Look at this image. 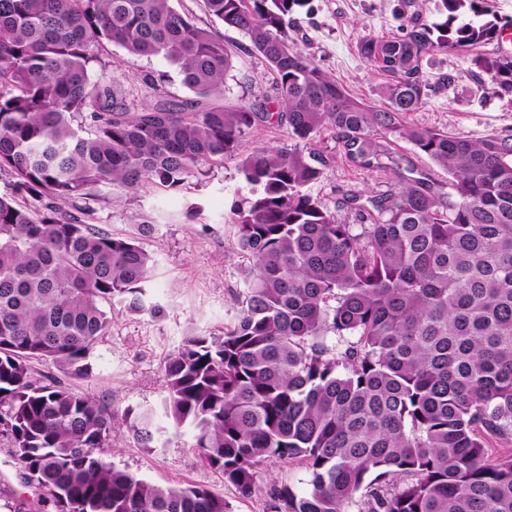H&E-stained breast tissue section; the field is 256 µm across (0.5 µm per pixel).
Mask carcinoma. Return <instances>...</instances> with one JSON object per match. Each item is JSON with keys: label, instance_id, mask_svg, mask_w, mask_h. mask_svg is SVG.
Returning a JSON list of instances; mask_svg holds the SVG:
<instances>
[{"label": "carcinoma", "instance_id": "1", "mask_svg": "<svg viewBox=\"0 0 512 512\" xmlns=\"http://www.w3.org/2000/svg\"><path fill=\"white\" fill-rule=\"evenodd\" d=\"M435 2L441 20L360 40L387 77L366 102L290 34L307 0H204L276 75L274 94L226 103L239 47L169 0H0V172L13 177L0 195V435L57 512H229L203 486L107 465L112 408L30 366L88 378L113 304L160 311L140 245L153 225L115 235L79 219V202L103 187L179 189L226 161L240 179L224 214L245 259L238 314L168 354L160 406L125 415L138 445L186 436L244 496L259 466L298 461L308 488L276 489L280 512H512V448L490 444L512 439V131L474 140L405 124L429 103L423 62L436 52L472 55L512 96V56L477 52L508 25L477 0ZM104 42L163 57L192 96L131 111L90 78ZM269 125L292 144L240 155ZM325 132L389 178L343 193L353 224L307 191ZM399 138L448 178L397 157Z\"/></svg>", "mask_w": 512, "mask_h": 512}]
</instances>
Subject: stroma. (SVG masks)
Instances as JSON below:
<instances>
[{"label":"stroma","mask_w":512,"mask_h":512,"mask_svg":"<svg viewBox=\"0 0 512 512\" xmlns=\"http://www.w3.org/2000/svg\"><path fill=\"white\" fill-rule=\"evenodd\" d=\"M170 5L197 25L239 44L224 80L226 101L272 93L275 76L263 59L246 50L242 33L210 16L203 0H170ZM398 7L399 0H311L308 10L296 16L294 36L352 95L372 101L384 77L359 56L357 44L367 35L396 33ZM95 54L97 59L90 65L92 79H116L118 95L132 108L153 103L162 95L182 98L189 94L163 57L136 56L108 42ZM423 70L432 83L431 97L424 111L407 115L408 125L475 140L512 128V96L498 95L481 81L470 56L438 52L426 58ZM447 77L453 80L449 90L442 85ZM317 148L328 162L310 192L328 208H335L343 190L379 191L377 175L350 166L330 136H322ZM237 184L235 164L229 161L178 190L151 187L133 193L111 187L91 199L95 223L112 233L130 231L134 220L143 217L155 224V232L143 238L141 245L155 261L150 293L164 312L156 318L114 305L110 331L90 355L95 366L90 378H70L45 361L33 362L32 370L35 376L55 378L111 406L112 445L104 454L107 463L163 487L205 486L224 498L230 512H274L273 487L305 490L307 476L300 464L262 465L252 495L245 497L225 481L222 470L202 460L198 449L176 440L154 452L140 448L125 420L128 408L160 404L166 391L164 361L185 337L221 332L236 316L244 259L235 249L233 230L225 224L224 213ZM195 202L201 203L202 210L193 216L188 207ZM0 512H55L46 494L21 479L12 447L3 436Z\"/></svg>","instance_id":"35a3bbf8"}]
</instances>
